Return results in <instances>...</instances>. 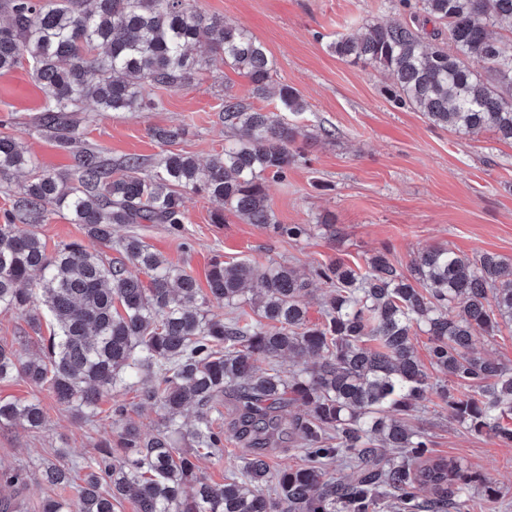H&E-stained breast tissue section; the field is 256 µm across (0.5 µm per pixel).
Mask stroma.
<instances>
[{
	"label": "stroma",
	"instance_id": "obj_1",
	"mask_svg": "<svg viewBox=\"0 0 512 512\" xmlns=\"http://www.w3.org/2000/svg\"><path fill=\"white\" fill-rule=\"evenodd\" d=\"M192 5L244 26L275 61V84L292 87L303 99L302 112L283 117L300 129L304 157L285 179L268 180L267 194L277 223L305 225L306 233L291 239L230 211H223V223H214L220 203L190 193L181 232L165 224H124L115 227L114 237L139 236L200 279L216 258L259 266L276 260L304 276L316 263L361 265L383 249L401 266L417 251L437 245L512 259V143L489 131L464 135L430 126L422 113L395 102L388 74L346 62L327 47L336 34L396 18L394 0H192ZM228 93L265 111L279 105L275 98L253 97L247 79L216 59L192 85L158 91L155 109L89 112L82 142L114 163L136 155L150 164L162 151L152 129L180 126L184 134L175 150L207 162L232 136L219 114ZM44 99L26 70L0 75V121H8V133L42 168L61 172L69 155L29 131ZM0 397L39 401L46 416L35 432L0 428V463L34 469L60 452L81 461L94 456L112 431L108 397L90 422L19 377L0 383ZM412 423L430 434L433 456L485 475L496 487L492 496L472 489L469 512H512V444L458 424L437 398L415 412Z\"/></svg>",
	"mask_w": 512,
	"mask_h": 512
}]
</instances>
